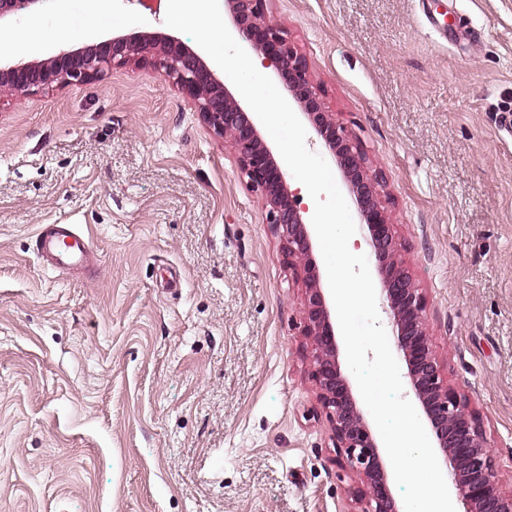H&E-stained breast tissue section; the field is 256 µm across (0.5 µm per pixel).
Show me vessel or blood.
<instances>
[{
	"label": "vessel or blood",
	"instance_id": "1",
	"mask_svg": "<svg viewBox=\"0 0 512 512\" xmlns=\"http://www.w3.org/2000/svg\"><path fill=\"white\" fill-rule=\"evenodd\" d=\"M40 259L63 270H87L94 267L96 257L87 236L72 224H46L36 237Z\"/></svg>",
	"mask_w": 512,
	"mask_h": 512
}]
</instances>
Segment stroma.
I'll return each mask as SVG.
<instances>
[{"instance_id":"stroma-1","label":"stroma","mask_w":512,"mask_h":512,"mask_svg":"<svg viewBox=\"0 0 512 512\" xmlns=\"http://www.w3.org/2000/svg\"><path fill=\"white\" fill-rule=\"evenodd\" d=\"M385 177L451 386L512 490V0H267ZM102 0L97 35L167 32ZM49 0L41 60L84 46ZM75 224L100 262L35 253ZM301 284L230 145L149 64L0 98V512H355Z\"/></svg>"}]
</instances>
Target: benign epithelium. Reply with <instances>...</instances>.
Instances as JSON below:
<instances>
[{"mask_svg": "<svg viewBox=\"0 0 512 512\" xmlns=\"http://www.w3.org/2000/svg\"><path fill=\"white\" fill-rule=\"evenodd\" d=\"M266 0H223L237 41L272 69L298 106L317 141L345 182L358 224L375 257L382 305L392 325L393 347L406 366L410 392L431 431L463 512H512V491L498 482L485 430L467 398L448 384L428 332L426 299L405 266L394 224L381 199L384 181L357 137L327 110L305 57L288 32L268 15ZM47 0H0V22L35 11ZM163 71L172 86L194 103L205 125L228 142L242 177L261 194L265 223L280 239L288 265L304 290L305 335L311 337V377L316 399L330 424L334 448L360 481L359 512H401L392 495L393 472L343 371L338 323L322 267L313 250L297 193L265 143L252 113L205 59L171 35H119L75 48L59 46L41 61L15 57L0 63V96L100 79L109 68L131 62Z\"/></svg>", "mask_w": 512, "mask_h": 512, "instance_id": "benign-epithelium-1", "label": "benign epithelium"}]
</instances>
